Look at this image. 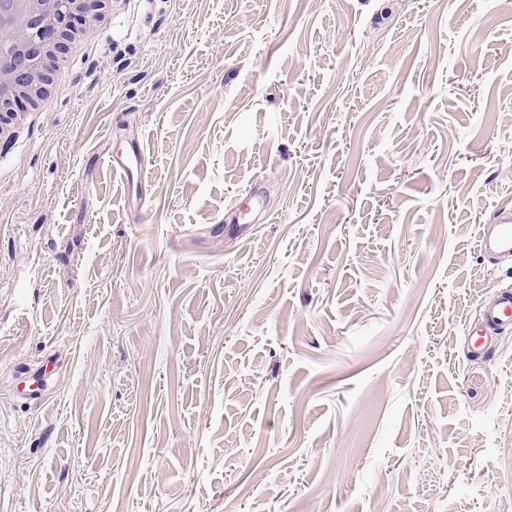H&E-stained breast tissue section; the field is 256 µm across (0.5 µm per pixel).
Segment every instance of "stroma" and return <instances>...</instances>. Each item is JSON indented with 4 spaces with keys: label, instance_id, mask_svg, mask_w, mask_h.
Masks as SVG:
<instances>
[{
    "label": "stroma",
    "instance_id": "stroma-1",
    "mask_svg": "<svg viewBox=\"0 0 512 512\" xmlns=\"http://www.w3.org/2000/svg\"><path fill=\"white\" fill-rule=\"evenodd\" d=\"M502 208L512 0H122L0 139V512H503ZM101 156L112 168V172L118 174L125 181L136 208L142 209L145 205L142 187L147 172L143 147L138 143H129L124 149L116 151L112 149L110 143L101 153ZM479 247L490 258L512 255V211L500 209L490 224H483ZM509 327H512V287L502 286L482 306L480 321L466 328L465 336L470 353H483L488 336Z\"/></svg>",
    "mask_w": 512,
    "mask_h": 512
}]
</instances>
